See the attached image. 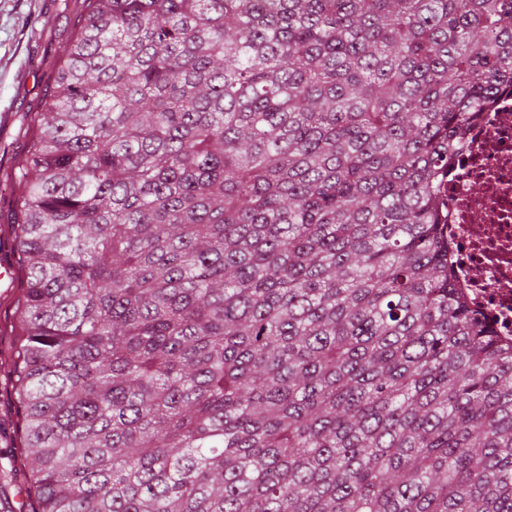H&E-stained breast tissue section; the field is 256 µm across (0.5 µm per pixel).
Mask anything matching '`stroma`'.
<instances>
[{
    "label": "stroma",
    "instance_id": "obj_1",
    "mask_svg": "<svg viewBox=\"0 0 512 512\" xmlns=\"http://www.w3.org/2000/svg\"><path fill=\"white\" fill-rule=\"evenodd\" d=\"M77 25L72 0H0V263L13 277L0 281V349H9L19 330L17 300L23 282L22 260L13 230L17 190L10 175L35 134L51 84L52 69ZM16 402L0 379V501L27 505L24 476L16 470Z\"/></svg>",
    "mask_w": 512,
    "mask_h": 512
}]
</instances>
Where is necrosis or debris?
Wrapping results in <instances>:
<instances>
[{
  "mask_svg": "<svg viewBox=\"0 0 512 512\" xmlns=\"http://www.w3.org/2000/svg\"><path fill=\"white\" fill-rule=\"evenodd\" d=\"M448 201L456 286L486 316L501 342H512V97L501 96L470 129Z\"/></svg>",
  "mask_w": 512,
  "mask_h": 512,
  "instance_id": "obj_1",
  "label": "necrosis or debris"
}]
</instances>
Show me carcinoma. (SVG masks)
Here are the masks:
<instances>
[{
  "label": "carcinoma",
  "mask_w": 512,
  "mask_h": 512,
  "mask_svg": "<svg viewBox=\"0 0 512 512\" xmlns=\"http://www.w3.org/2000/svg\"><path fill=\"white\" fill-rule=\"evenodd\" d=\"M75 7L15 166L35 512H512L441 195L512 0Z\"/></svg>",
  "instance_id": "obj_1"
}]
</instances>
